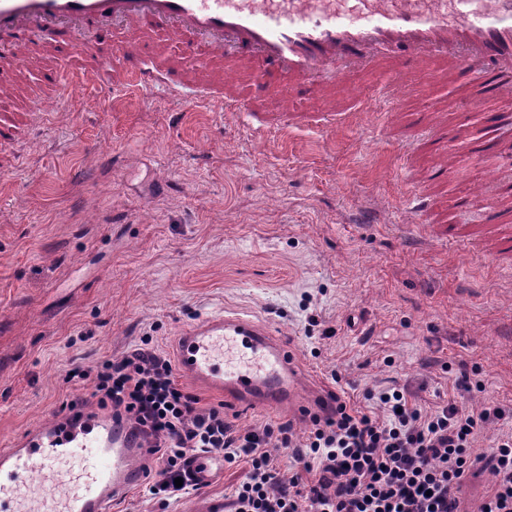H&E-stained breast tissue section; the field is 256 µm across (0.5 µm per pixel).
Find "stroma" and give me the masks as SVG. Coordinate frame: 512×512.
Here are the masks:
<instances>
[{
	"instance_id": "1",
	"label": "stroma",
	"mask_w": 512,
	"mask_h": 512,
	"mask_svg": "<svg viewBox=\"0 0 512 512\" xmlns=\"http://www.w3.org/2000/svg\"><path fill=\"white\" fill-rule=\"evenodd\" d=\"M407 71L400 106L378 96L383 73L357 76L360 119L334 128L275 127L255 136L246 113L155 92L115 93L66 68L63 54L22 59L0 123V446L90 397L66 384L138 349L174 354L180 330L236 310L261 321L328 389L361 399L387 380L422 386L432 405L460 370L512 408V182L479 194L506 159L512 103L473 106L471 89ZM57 74V91L23 103ZM453 155V173L438 169ZM168 194H153L157 181ZM438 209L409 213L413 189ZM502 210L500 222L485 215ZM454 226L469 249L435 243ZM201 405L242 428L305 419L241 413L188 379ZM245 464L172 502L136 487L112 512H184L229 497Z\"/></svg>"
}]
</instances>
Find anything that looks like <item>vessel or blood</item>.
Masks as SVG:
<instances>
[{"label": "vessel or blood", "instance_id": "b4317fda", "mask_svg": "<svg viewBox=\"0 0 512 512\" xmlns=\"http://www.w3.org/2000/svg\"><path fill=\"white\" fill-rule=\"evenodd\" d=\"M47 28L82 68L98 47L131 29L180 44L223 65V79L183 74L130 41L122 45L126 60L89 67L105 89L160 90L239 112L253 110L248 91L230 90L240 63L254 84L270 80L293 90L381 69L394 82L426 61L436 63L438 78L462 80L481 67L495 73L498 96L512 99V0H358L353 12L326 0H0V91L13 84L21 58L35 54L32 32ZM176 358L184 375L240 411L276 406L306 417L336 407L329 391L309 387V372L282 339L238 313L184 328ZM86 448L87 467L66 478L56 473L61 459ZM147 452L142 436L111 414L86 404L64 412L0 448V512H111L141 482ZM218 464L212 454H191L187 483L207 487Z\"/></svg>", "mask_w": 512, "mask_h": 512}]
</instances>
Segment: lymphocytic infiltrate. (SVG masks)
Returning <instances> with one entry per match:
<instances>
[{
    "label": "lymphocytic infiltrate",
    "mask_w": 512,
    "mask_h": 512,
    "mask_svg": "<svg viewBox=\"0 0 512 512\" xmlns=\"http://www.w3.org/2000/svg\"><path fill=\"white\" fill-rule=\"evenodd\" d=\"M93 380L99 408L131 422L146 441L154 495L186 494L175 484L184 461L208 450L248 465L230 512H466L464 489L479 470L489 479L479 512H512V431L474 452L481 427L511 420L512 409L493 400L467 409L465 399L486 385L465 371L452 396L432 407H423L419 390L393 381L359 402L337 398L334 412L311 416L300 435L288 422L241 429L223 411L199 406L161 352L104 360ZM282 448L296 464L286 481L274 464Z\"/></svg>",
    "instance_id": "1"
}]
</instances>
